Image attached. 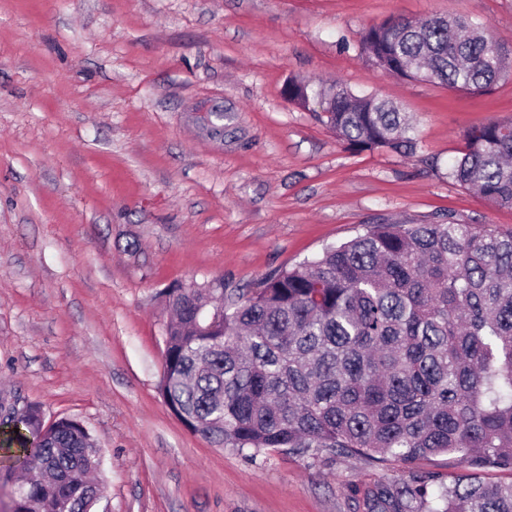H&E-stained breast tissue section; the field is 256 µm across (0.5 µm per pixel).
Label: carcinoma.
Masks as SVG:
<instances>
[{"label": "carcinoma", "mask_w": 512, "mask_h": 512, "mask_svg": "<svg viewBox=\"0 0 512 512\" xmlns=\"http://www.w3.org/2000/svg\"><path fill=\"white\" fill-rule=\"evenodd\" d=\"M358 48L384 72L472 94L512 75V52L466 17L390 18ZM288 92L327 108L350 149L416 150L409 116L385 99L295 80ZM448 176L512 208V121L473 126ZM165 296L160 392L194 433L254 455L325 448L407 467L453 455L465 473L383 484L371 512H512V481L480 480L512 472V231L374 224L247 293ZM0 459L31 474L13 491L18 512H94L101 458L79 422L47 427L30 407L0 422Z\"/></svg>", "instance_id": "cac0c4a2"}]
</instances>
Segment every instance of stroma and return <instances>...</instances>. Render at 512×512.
<instances>
[{
	"label": "stroma",
	"mask_w": 512,
	"mask_h": 512,
	"mask_svg": "<svg viewBox=\"0 0 512 512\" xmlns=\"http://www.w3.org/2000/svg\"><path fill=\"white\" fill-rule=\"evenodd\" d=\"M480 19L512 50V0H0V401L84 425L95 512H370L410 470L358 454L258 456L164 401L166 289L256 287L372 224L512 209L448 177L473 125L512 120V80L468 94L355 49L393 17ZM396 103L418 148L353 151L291 80Z\"/></svg>",
	"instance_id": "1"
}]
</instances>
